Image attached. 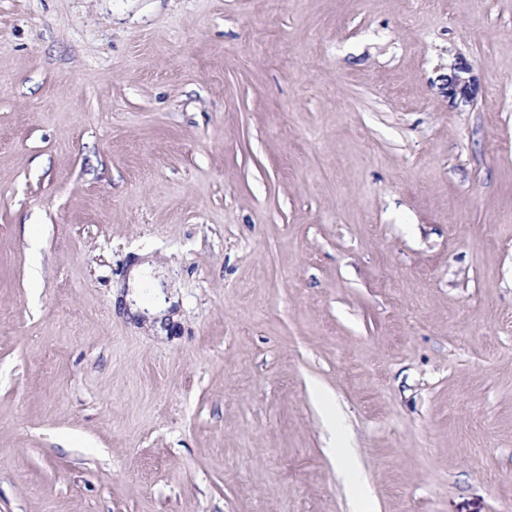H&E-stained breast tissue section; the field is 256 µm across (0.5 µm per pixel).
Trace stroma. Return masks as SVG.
Wrapping results in <instances>:
<instances>
[{
    "mask_svg": "<svg viewBox=\"0 0 512 512\" xmlns=\"http://www.w3.org/2000/svg\"><path fill=\"white\" fill-rule=\"evenodd\" d=\"M352 468L512 512V0H0V512H355ZM477 79L472 75V68L463 60L450 67L448 74V97L455 101L470 102L476 95Z\"/></svg>",
    "mask_w": 512,
    "mask_h": 512,
    "instance_id": "stroma-1",
    "label": "stroma"
}]
</instances>
